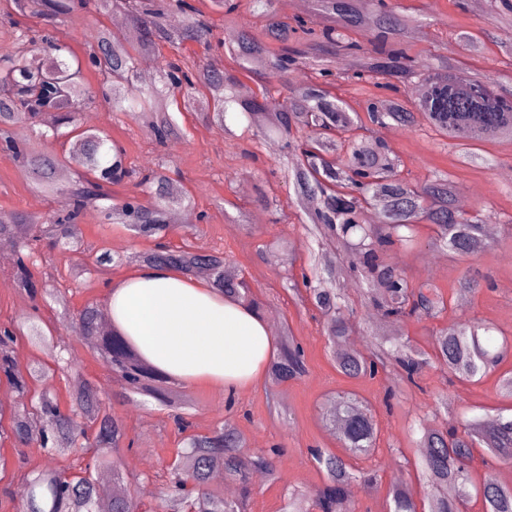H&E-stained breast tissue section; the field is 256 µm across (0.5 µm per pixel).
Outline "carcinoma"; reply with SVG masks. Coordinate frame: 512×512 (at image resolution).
Here are the masks:
<instances>
[{
	"mask_svg": "<svg viewBox=\"0 0 512 512\" xmlns=\"http://www.w3.org/2000/svg\"><path fill=\"white\" fill-rule=\"evenodd\" d=\"M17 11H30L49 26L39 33L15 34L18 51L0 57V149L20 161L32 188L58 200L60 207L44 216L23 212L0 214V238L17 245L13 279L17 287L37 299L47 288L36 279L42 242L76 248L81 245L79 225L93 206L110 224H125L139 237L155 240L154 247L132 256H115L106 250L96 258L100 265L142 263L172 267L187 275L208 272L213 287L224 296L259 308L245 274L230 270L220 252H201L186 244L176 249L163 242L173 209L193 208L191 195L174 189L164 168L149 169L138 185L151 200L136 198L109 205L110 186L129 176L125 153L107 136L82 127L77 120L86 99L80 60L58 32L57 20L74 9V0H6ZM277 0H210L227 29L224 54L231 63L222 70L190 61L180 54L188 42L208 44L214 24L194 0H94L102 12L112 10L127 17V31L113 34L95 30L87 42L89 63L106 85V97L114 112L139 114L147 135L164 144L182 136L171 106L179 112H199L205 122L232 134L227 114L247 122L255 137L275 135L285 144L281 167L292 185L296 202L307 212L308 235L319 242L321 253L313 277L302 274L310 299L323 319L324 334L344 349L335 353L337 371L349 379H375L384 374L394 386L419 387L429 365L447 371L458 382H475L496 371L512 340L496 338L495 328L477 321H450L434 332L432 353L409 345L396 347L390 337L373 331L375 341L363 351L346 347L354 330L343 289L336 282L344 274L331 244L351 250L350 271L363 277L364 300L384 323L404 319H438L447 302L435 286L411 283L406 274L386 261L397 247L417 248L416 227H435L434 244L453 257H473L488 248L483 221L456 205L455 181L447 172L434 174L422 183L402 178L392 151L383 142L365 143L359 131L387 124L414 129L421 124L458 148L467 163L484 160L476 149L488 143L512 142V78L488 71H469L460 61L421 59L411 53V38L424 28L423 15L409 13L396 0H312L311 11L284 18ZM180 23L172 26L169 15ZM492 27L512 25V0H490ZM464 58L483 53L485 42L467 32L455 34ZM168 46L172 55L163 58L159 78L151 86L136 85L135 62L141 55ZM43 53L32 65L29 55ZM308 73L297 82L294 74ZM260 84L259 93L238 94L242 79ZM421 88L411 101L406 88L412 79ZM343 81L363 91L370 85L378 93L366 100L364 113L339 98L334 89ZM45 111L57 113L54 133L65 128L72 150L64 158L13 136L18 123L37 124ZM480 286L478 275L465 274L458 281L457 302ZM80 338L98 350L118 372L132 394H151L161 403L192 407L184 394L166 386L139 353L116 331L101 326V310L90 303L79 312ZM18 330L0 329V377L20 394L47 376L49 367L38 363L21 373L11 356ZM305 358L294 337L283 332L280 353L270 362L267 375L279 384L301 378ZM73 409L60 410L48 391L31 399L30 408L13 411L9 429L0 426V444L6 441L35 444L54 455L77 446L91 453V461L79 473L66 476L53 469L27 473L28 494L21 512H100L98 487L112 481L123 492L115 494L107 512H134L131 484L125 481L112 456L123 447L122 425L103 407L98 388L76 384ZM326 416L339 426L340 442L349 455L369 456L377 447L378 425L371 410L354 393L329 402ZM172 419L184 434L185 449L171 469V488L150 507V512H246L253 476L263 472L280 479L271 450L267 457L252 458L244 452L245 437L231 424L205 434L189 432L188 417L177 412ZM417 447L419 480L427 491L428 512H463L472 496L482 499L485 512H512V482H474L468 464L478 448L496 462L512 463V417L486 411L462 426L442 424L428 429L420 425ZM313 458L324 472L323 484L312 492H289L286 512H354L351 490L356 484L377 483V474L358 470L344 457L316 451ZM223 463L224 480L235 483L233 499L211 488L213 462ZM389 512H418L413 490L404 483L389 489Z\"/></svg>",
	"mask_w": 512,
	"mask_h": 512,
	"instance_id": "carcinoma-1",
	"label": "carcinoma"
}]
</instances>
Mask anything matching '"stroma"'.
Masks as SVG:
<instances>
[{"mask_svg": "<svg viewBox=\"0 0 512 512\" xmlns=\"http://www.w3.org/2000/svg\"><path fill=\"white\" fill-rule=\"evenodd\" d=\"M401 2L422 9L429 23V37L415 41L413 46L424 59L447 55L450 28L477 33L486 22L485 12L474 11L469 5L457 8L453 0ZM111 22L110 16L90 5L61 18L58 29L70 35L75 54L82 57L93 30ZM85 109L107 113L108 120L101 130L125 149L129 169L141 171L165 161L173 182L191 191L192 218L188 225H171L167 243L176 248L187 241L199 250L223 252L231 265L244 270L261 302V315L276 312L280 327L290 328L304 349L307 372L300 379L283 384L262 379L231 397L219 385L186 390L194 403L190 420L196 432L206 433L229 421L249 441L248 455H265L279 448L275 463L281 478L275 483L260 477L254 480L249 512H283L288 490L321 485L323 475L310 455L311 449L337 454L342 451L322 418L324 404L334 394H358L379 423L377 451L352 461L355 468L373 469L379 475L376 486L356 494L359 512H387V493L394 482L407 483L416 496H423L424 488L412 467L413 443L420 435L414 422L435 398L443 394L452 398V419L456 422L488 410L512 414V399L503 397L497 386L499 373L512 370V353L501 363L498 373L471 384L449 382L440 369L428 368L418 387L405 390L389 407L384 404V378L353 381L338 373L333 347L300 285L303 274L312 269V244L304 235L299 211L290 202L288 184L277 170L279 155L271 147L278 144V137H271L266 144L255 143L241 122L233 124V133L228 136L219 129L207 128L200 114L186 112L177 118L186 138L160 146L145 135L136 114L113 111L111 105L99 99L86 104ZM391 150L400 159L401 175L408 181L422 182L435 172L445 171L452 175L458 193L478 188L468 208L479 212L484 223L496 225L497 232L484 252L458 260L432 246V228L423 224L417 232L419 247L412 251L394 249L389 262L413 283L437 285L449 300L454 299L457 281L465 271L478 272V290L463 308L451 312V319L479 320L511 337L512 181L503 180L501 174L512 169V142L482 146V154L495 160L489 167L461 164L456 148L425 127L402 131L392 140ZM262 195L267 198L263 204L258 201ZM56 207L52 198L32 192L18 162L0 151V213L44 215ZM81 235L84 245L80 250H44L34 269L36 278L46 287L61 289L63 303L32 300L18 288L0 287V325L23 328L36 321L56 330L58 323H75L85 305H104L108 285L120 282L134 270L130 264L96 266L95 259L102 250L126 255L154 245L153 240L135 237L124 225L102 223L94 209L86 212ZM273 239L293 244L289 259L275 258L268 246ZM53 340L52 348H36L27 336H18L13 346L17 367L25 368L35 360L49 365L60 358L68 360L71 373L48 375L45 382L64 411L70 407L74 378L100 387L106 411L123 424L127 437L134 442L132 448L121 452L117 463L131 480H142L137 505L145 507L165 490L167 468L182 448V437L166 407L151 397L126 393L110 365L77 335L56 330ZM1 457L9 472L0 480V512H17L23 501L17 493L23 484L18 463H25L30 470L52 468L71 474L78 471L84 454L77 449L65 456H49L40 448L8 442L0 446Z\"/></svg>", "mask_w": 512, "mask_h": 512, "instance_id": "35a3bbf8", "label": "stroma"}]
</instances>
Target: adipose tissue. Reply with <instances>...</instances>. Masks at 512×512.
Returning <instances> with one entry per match:
<instances>
[{
    "label": "adipose tissue",
    "instance_id": "1",
    "mask_svg": "<svg viewBox=\"0 0 512 512\" xmlns=\"http://www.w3.org/2000/svg\"><path fill=\"white\" fill-rule=\"evenodd\" d=\"M106 306L113 329L175 384H215L232 395L263 377L276 355L258 314L171 268L139 266L108 289Z\"/></svg>",
    "mask_w": 512,
    "mask_h": 512
}]
</instances>
